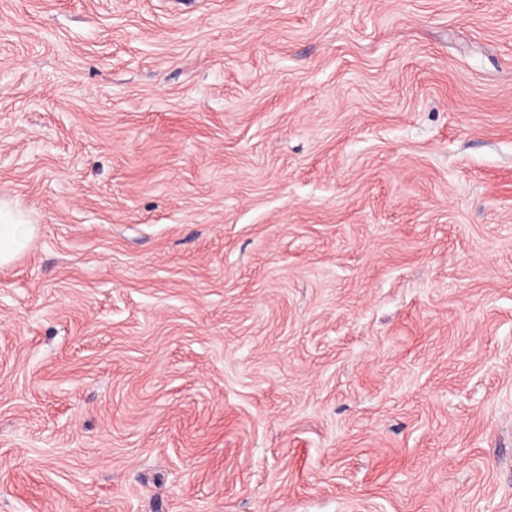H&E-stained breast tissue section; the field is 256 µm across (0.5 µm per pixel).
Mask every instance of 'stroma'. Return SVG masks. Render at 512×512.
<instances>
[{"mask_svg":"<svg viewBox=\"0 0 512 512\" xmlns=\"http://www.w3.org/2000/svg\"><path fill=\"white\" fill-rule=\"evenodd\" d=\"M0 512H512V0H0ZM38 226L5 212L0 206V267L9 265L36 237Z\"/></svg>","mask_w":512,"mask_h":512,"instance_id":"stroma-1","label":"stroma"}]
</instances>
